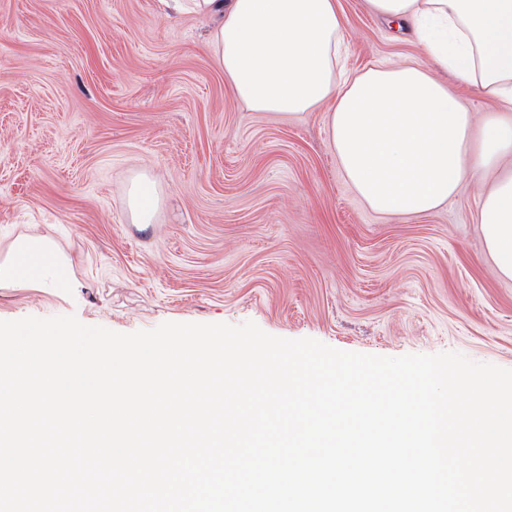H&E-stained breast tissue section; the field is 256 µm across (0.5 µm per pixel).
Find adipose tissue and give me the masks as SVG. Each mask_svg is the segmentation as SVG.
Listing matches in <instances>:
<instances>
[{"instance_id": "adipose-tissue-1", "label": "adipose tissue", "mask_w": 512, "mask_h": 512, "mask_svg": "<svg viewBox=\"0 0 512 512\" xmlns=\"http://www.w3.org/2000/svg\"><path fill=\"white\" fill-rule=\"evenodd\" d=\"M171 2L217 17L209 51L250 111L286 116L330 103L332 151L373 212L424 216L471 184L485 249L497 276L512 280V0H365L370 13L409 31L435 66L496 102L479 120L421 66L344 73L338 0ZM127 205L132 223H154L156 182L133 178ZM78 286L47 235H18L0 260V288Z\"/></svg>"}]
</instances>
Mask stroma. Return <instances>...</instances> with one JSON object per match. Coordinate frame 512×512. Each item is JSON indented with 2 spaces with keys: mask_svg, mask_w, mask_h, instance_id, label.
I'll use <instances>...</instances> for the list:
<instances>
[{
  "mask_svg": "<svg viewBox=\"0 0 512 512\" xmlns=\"http://www.w3.org/2000/svg\"><path fill=\"white\" fill-rule=\"evenodd\" d=\"M339 4L348 70L430 66L364 0ZM212 26L160 0H0V257L47 233L84 284L0 288V320L251 321L349 352L512 369V281L493 271L471 190L421 217L370 211L326 108L249 111L205 46ZM139 173L161 189L152 224L130 221Z\"/></svg>",
  "mask_w": 512,
  "mask_h": 512,
  "instance_id": "obj_1",
  "label": "stroma"
}]
</instances>
